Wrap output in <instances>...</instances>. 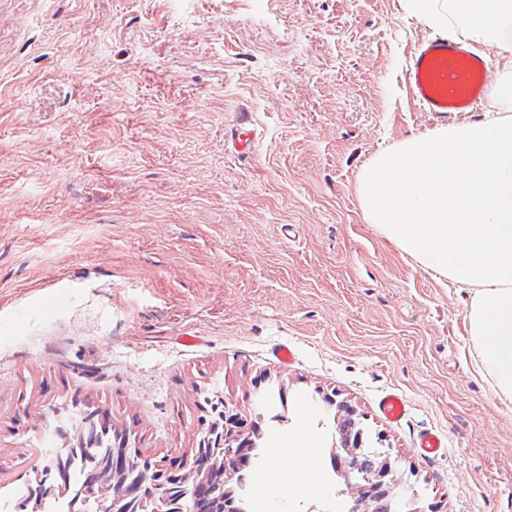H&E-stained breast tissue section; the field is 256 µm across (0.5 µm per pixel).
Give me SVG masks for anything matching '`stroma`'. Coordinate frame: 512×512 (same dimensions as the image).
I'll list each match as a JSON object with an SVG mask.
<instances>
[{
  "label": "stroma",
  "mask_w": 512,
  "mask_h": 512,
  "mask_svg": "<svg viewBox=\"0 0 512 512\" xmlns=\"http://www.w3.org/2000/svg\"><path fill=\"white\" fill-rule=\"evenodd\" d=\"M441 33L406 0H0V500L63 404L108 408L159 458L191 447L216 383L268 421L286 387L268 435L315 429L322 467L328 395L434 512H512V400L478 371L470 291L422 272L356 192L375 154L456 124L404 82ZM426 430L443 457L418 454ZM381 415L390 421H400L407 414L405 400L396 392L386 393L378 402Z\"/></svg>",
  "instance_id": "obj_1"
}]
</instances>
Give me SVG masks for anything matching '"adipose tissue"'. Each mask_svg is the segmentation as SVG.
Segmentation results:
<instances>
[{
	"label": "adipose tissue",
	"mask_w": 512,
	"mask_h": 512,
	"mask_svg": "<svg viewBox=\"0 0 512 512\" xmlns=\"http://www.w3.org/2000/svg\"><path fill=\"white\" fill-rule=\"evenodd\" d=\"M411 10L475 44L502 68L491 91L497 115L405 138L361 170L368 223L423 271L472 288L466 322L480 372L512 398V0H408ZM296 464L283 470V457ZM314 432L279 438L256 466L263 486L287 484L284 512L327 497Z\"/></svg>",
	"instance_id": "ef3b65f1"
}]
</instances>
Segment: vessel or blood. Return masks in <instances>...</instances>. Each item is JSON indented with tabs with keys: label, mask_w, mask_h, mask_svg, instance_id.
I'll return each mask as SVG.
<instances>
[{
	"label": "vessel or blood",
	"mask_w": 512,
	"mask_h": 512,
	"mask_svg": "<svg viewBox=\"0 0 512 512\" xmlns=\"http://www.w3.org/2000/svg\"><path fill=\"white\" fill-rule=\"evenodd\" d=\"M491 68L483 56L474 54L450 36L422 43L408 61L405 83L412 97L427 112L448 117L472 111L491 80ZM381 415L391 421L403 419L407 406L398 393H386L378 402ZM419 452L428 458L442 456L447 444L441 436L424 432L417 440Z\"/></svg>",
	"instance_id": "1"
}]
</instances>
